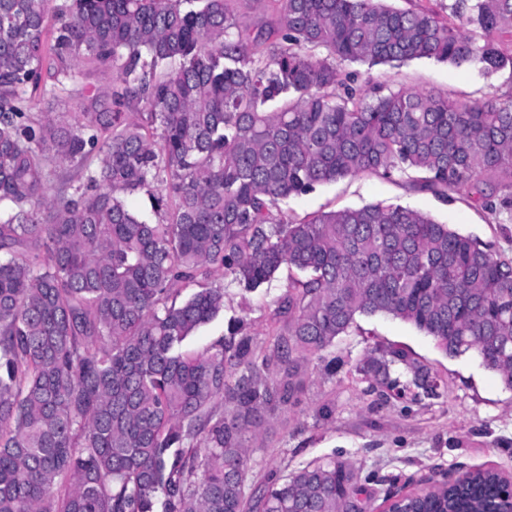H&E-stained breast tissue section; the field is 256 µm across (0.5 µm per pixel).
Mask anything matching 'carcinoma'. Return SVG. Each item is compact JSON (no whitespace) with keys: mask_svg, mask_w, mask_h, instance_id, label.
Wrapping results in <instances>:
<instances>
[{"mask_svg":"<svg viewBox=\"0 0 512 512\" xmlns=\"http://www.w3.org/2000/svg\"><path fill=\"white\" fill-rule=\"evenodd\" d=\"M251 32L239 0H0V512H365L360 468L329 459L250 489L245 434L296 407L293 376L357 318L387 315L450 357L478 356L512 390V257L396 204L299 222L281 204L361 172L418 174L445 200L512 214V99L453 100L357 84L341 65L434 59L512 72V0H452L461 26L385 0H272ZM112 71L105 99L81 64ZM48 74L78 115L25 112ZM143 105L135 121L126 109ZM68 163L72 180L51 179ZM154 187L155 222L124 196ZM288 328L260 353L241 319L183 351L282 268ZM401 349L368 358L367 393L424 386ZM232 406L224 416L216 402ZM494 469L425 486L401 512H507ZM69 485L68 491L60 487Z\"/></svg>","mask_w":512,"mask_h":512,"instance_id":"1","label":"carcinoma"}]
</instances>
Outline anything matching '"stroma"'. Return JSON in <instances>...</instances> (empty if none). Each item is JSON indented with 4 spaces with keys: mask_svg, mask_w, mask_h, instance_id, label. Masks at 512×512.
Returning <instances> with one entry per match:
<instances>
[{
    "mask_svg": "<svg viewBox=\"0 0 512 512\" xmlns=\"http://www.w3.org/2000/svg\"><path fill=\"white\" fill-rule=\"evenodd\" d=\"M359 82L384 78L391 88L432 91L456 100L491 95L512 98V72L482 65L457 67L420 59L401 67L355 64ZM398 203L429 215L459 233L472 236L512 257V221L489 223L485 212L462 193L439 200L417 189L412 179L393 181L370 173L316 186L291 197L285 206L289 219L299 220L345 207ZM289 273L253 292L245 291L221 273L210 279L224 285V310L188 339L189 352L200 353L227 337L228 322L243 319L258 349L271 352L278 299L288 289ZM405 350L410 360L428 367L441 383V396L417 402L388 398L374 402L359 369L372 350ZM343 360L336 377H324L322 365L303 363V383L297 407L262 411L256 439L250 440V481L260 484L269 471L284 475L328 457L352 461L361 469L378 498L391 484L428 477L433 473L475 468H500L512 473V390L472 354L451 358L430 337L410 324L387 316L358 318L350 332L328 349Z\"/></svg>",
    "mask_w": 512,
    "mask_h": 512,
    "instance_id": "1",
    "label": "stroma"
}]
</instances>
